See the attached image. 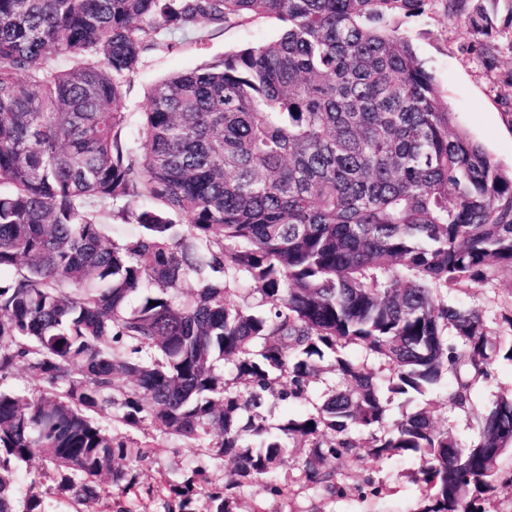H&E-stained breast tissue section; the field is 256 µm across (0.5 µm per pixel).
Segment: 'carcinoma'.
I'll list each match as a JSON object with an SVG mask.
<instances>
[{
	"instance_id": "cac0c4a2",
	"label": "carcinoma",
	"mask_w": 512,
	"mask_h": 512,
	"mask_svg": "<svg viewBox=\"0 0 512 512\" xmlns=\"http://www.w3.org/2000/svg\"><path fill=\"white\" fill-rule=\"evenodd\" d=\"M429 2L0 0V382L23 364L40 384L0 387V512H46L14 478L34 456L70 512H132L154 448L110 420L234 464L222 487L211 464L157 471L160 512H237L246 485L284 506L291 448L331 498L364 452L416 463L417 512H487L512 394L473 388L512 362V309L493 331L448 294L512 279V169L400 30ZM258 18L282 33L156 83L131 124L150 53ZM106 211L135 231L109 241ZM443 383L469 443L435 425ZM276 400L312 411L273 426Z\"/></svg>"
}]
</instances>
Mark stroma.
Segmentation results:
<instances>
[{"instance_id": "1", "label": "stroma", "mask_w": 512, "mask_h": 512, "mask_svg": "<svg viewBox=\"0 0 512 512\" xmlns=\"http://www.w3.org/2000/svg\"><path fill=\"white\" fill-rule=\"evenodd\" d=\"M479 5L488 11L493 24L487 39L493 56L488 60L476 51L478 37L466 22L467 14ZM401 29L433 73L459 126L502 165L512 167V0H460L453 6L448 0H430L422 15L403 19ZM278 33L275 20L257 19L206 32L200 42L150 55L127 84V112L139 117L146 109L149 88L168 75L218 61L228 52L266 43ZM453 298L482 309L492 320L512 308V282L504 278L474 285L456 291ZM302 460V453L289 450L278 469L279 477L293 481L288 503L291 512H415L417 489L405 476L413 467L411 461L349 460L343 468L347 483L370 476L382 481L385 488L380 495L364 499L351 493L329 500L297 483ZM18 478L22 489L41 495L51 512H65L66 502L54 492L52 470L40 458L23 464Z\"/></svg>"}]
</instances>
